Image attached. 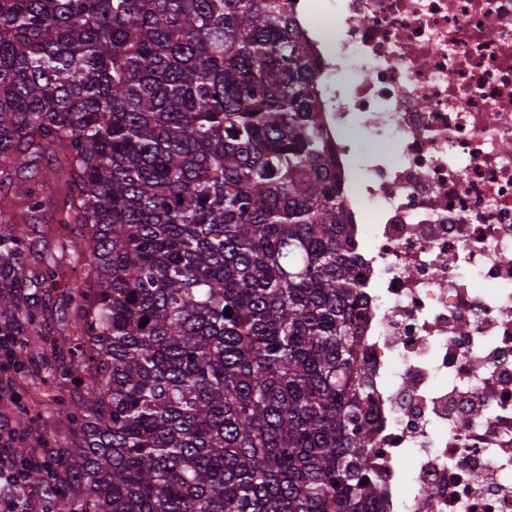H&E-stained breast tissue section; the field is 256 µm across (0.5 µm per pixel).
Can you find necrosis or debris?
<instances>
[{
  "mask_svg": "<svg viewBox=\"0 0 512 512\" xmlns=\"http://www.w3.org/2000/svg\"><path fill=\"white\" fill-rule=\"evenodd\" d=\"M361 271L376 512H512V0H294Z\"/></svg>",
  "mask_w": 512,
  "mask_h": 512,
  "instance_id": "1",
  "label": "necrosis or debris"
}]
</instances>
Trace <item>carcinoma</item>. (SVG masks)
I'll use <instances>...</instances> for the list:
<instances>
[{
    "label": "carcinoma",
    "instance_id": "obj_1",
    "mask_svg": "<svg viewBox=\"0 0 512 512\" xmlns=\"http://www.w3.org/2000/svg\"><path fill=\"white\" fill-rule=\"evenodd\" d=\"M320 111L288 0H0V185L62 154L0 206V286L50 185L88 228L76 441L30 470L61 512H375ZM17 313L0 293V333Z\"/></svg>",
    "mask_w": 512,
    "mask_h": 512
}]
</instances>
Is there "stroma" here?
<instances>
[{
  "mask_svg": "<svg viewBox=\"0 0 512 512\" xmlns=\"http://www.w3.org/2000/svg\"><path fill=\"white\" fill-rule=\"evenodd\" d=\"M62 202L60 192L46 191L41 223L16 258L25 283L21 293L38 322L19 337L16 357L0 361L17 395L16 403H0V420L16 429L17 445L25 449L38 442L52 449L71 447L75 432L67 414L84 396L82 385L65 371L79 359L80 318L73 294L90 280L92 270L78 250L86 229L60 223ZM47 266L57 270L54 286H29V279Z\"/></svg>",
  "mask_w": 512,
  "mask_h": 512,
  "instance_id": "obj_1",
  "label": "stroma"
}]
</instances>
